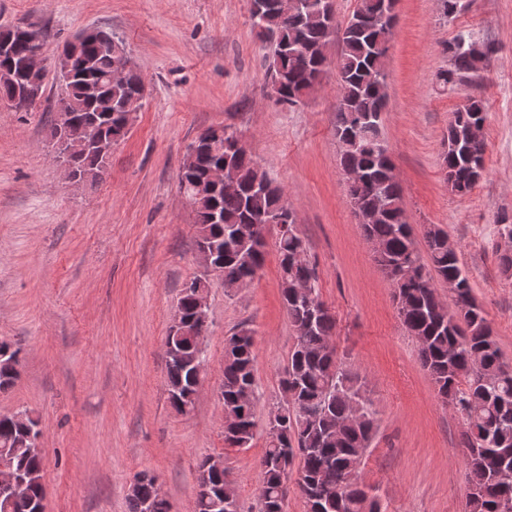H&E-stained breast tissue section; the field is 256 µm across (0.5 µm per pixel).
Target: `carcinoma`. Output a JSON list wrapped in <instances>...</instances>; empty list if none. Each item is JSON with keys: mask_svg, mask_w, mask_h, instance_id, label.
Wrapping results in <instances>:
<instances>
[{"mask_svg": "<svg viewBox=\"0 0 512 512\" xmlns=\"http://www.w3.org/2000/svg\"><path fill=\"white\" fill-rule=\"evenodd\" d=\"M281 0H251L258 37L273 46L272 95L283 107H295L318 81L328 63L331 39L340 44L336 58L339 99L335 136L343 171H357L362 179L347 188L356 212L385 210V218L362 225L366 240L382 247L379 268L395 262L407 272L390 276L399 319L418 344V355L431 376L437 395L451 404L466 425L463 433L469 468L467 512H512V365L504 361L499 344L481 307L475 302L457 250L448 249V235L436 225L425 231L427 259H422L401 206L402 186L382 133L387 107L386 57L396 24L386 0H357L343 31H338L331 0H292L283 13ZM10 51L0 52V102L23 101L30 76L22 69L33 50L26 33L15 27L0 30ZM112 31L84 33L71 62L73 80L60 86L59 101H72L65 136L80 138L91 119L104 138L116 143L130 130L128 115L142 107V76L130 71L127 82L108 81L111 55L125 52ZM451 68L439 72L443 85L476 72L484 51L467 33L448 42ZM455 124L444 138L442 165L454 193L466 195L473 177L483 170L484 144L468 137L471 125L486 120L480 99L472 98L452 113ZM237 132L223 127L201 150L186 155L179 174V190L192 194L209 172L224 165L233 182L215 188L195 201L194 224L198 244L208 247L224 264L220 277L227 294L252 281L264 261L265 228L278 220L281 293L288 319L297 333L280 381L281 397L272 403L267 423V447L261 460L263 480L259 512H280L288 483L296 481L307 512H382L381 504L360 476L363 454L377 431V420L364 395L363 384L337 355L332 338L336 319L320 300L315 268L306 257L293 209L284 190L275 185L249 154L235 148ZM108 155L91 149L77 161L86 181L101 179ZM208 277H194L177 301L182 320L192 325L197 316L191 288ZM448 282L456 311L448 314L435 281ZM309 284L314 301L296 293L293 284ZM167 387L172 407L182 411L183 398L195 392L203 350L196 337L167 339ZM253 332L242 326L224 342V376L220 402L224 410V444L249 447L256 427ZM11 417H0V460L28 477L20 499L0 512H37L44 497L43 456L30 436ZM138 490L128 495L129 512H170L168 500L158 497L152 479L141 473ZM210 483L224 488V506L196 496L194 512H238L236 488L226 473H212Z\"/></svg>", "mask_w": 512, "mask_h": 512, "instance_id": "obj_1", "label": "carcinoma"}]
</instances>
